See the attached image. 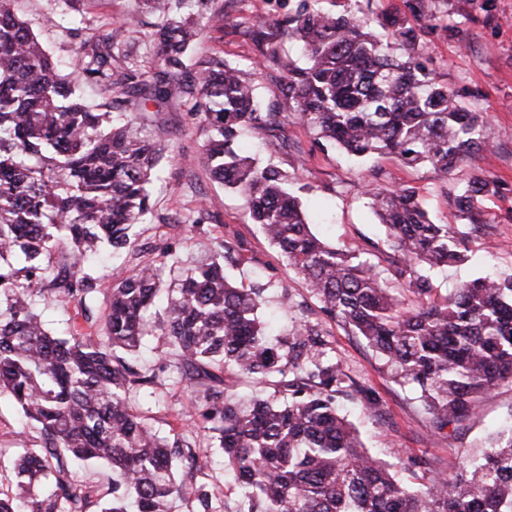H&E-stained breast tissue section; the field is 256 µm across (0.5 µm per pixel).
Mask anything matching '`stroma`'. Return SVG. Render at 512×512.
<instances>
[{"label":"stroma","mask_w":512,"mask_h":512,"mask_svg":"<svg viewBox=\"0 0 512 512\" xmlns=\"http://www.w3.org/2000/svg\"><path fill=\"white\" fill-rule=\"evenodd\" d=\"M137 0H101L93 11L114 18V44L124 50H144V27L131 29L123 16L133 11ZM220 14L232 16V23L212 24L205 37L198 40L186 63L220 55L229 63H248L260 57L257 41L268 24L293 8V0H214ZM14 9L33 33L57 58L75 61L78 40L59 28L54 18L57 0H16ZM493 25H461L452 39L431 44L429 55L438 77L457 88L478 90V108L486 112L488 123L484 136L489 152L466 159L447 179L428 166L406 168L395 159L383 156L358 161L337 150H321L298 120L291 119L270 131L253 129L243 138L244 147L260 162L273 163L290 177L288 188L298 193L310 213L311 229L328 244L342 248H360L371 262L386 257L389 246L386 231L378 224L371 200L366 193L370 181L383 186L406 184L416 189L420 200L440 223H457V212L444 193L445 183H461L474 175L501 181L505 194L486 200L484 207L494 226L491 240L471 238L463 261L432 272L437 297L449 295L458 285L493 273L512 274V0H496ZM302 60L297 44L290 36H281L276 56L265 62L250 77L265 107L284 112L288 104L280 90L283 68ZM138 123L148 127L168 149L159 163L161 176L152 187L153 208L142 224L136 226L133 251L111 256L102 251L98 260L101 300L112 286L113 272L127 275L156 262L159 248L170 244L179 265L200 259L214 238L231 242L233 251L224 260L226 274L244 287L265 288L264 316L277 335L288 334L296 323L316 328L328 342L327 359L339 362L347 374L365 381L381 402V414L369 417L358 397L344 396L340 408L355 425L366 448L390 464L405 483L419 486L428 476L410 472L408 458L428 459L438 472L456 476L465 454L484 446L489 434L500 424L512 420V384L502 383L481 399L475 413L460 429H447L436 436L430 419L423 411L418 391L396 382L389 370L356 336L328 319L305 280L294 272L279 249L252 224L243 196L216 181L202 161L205 138L199 122L193 119L183 100L170 97L161 105H148L136 111ZM205 203L211 214L202 229L185 224L188 208ZM289 294L291 308H284L282 294ZM139 366L162 374L151 400L138 401L135 409L152 430L168 434L180 428L178 416L191 410L193 396L180 380L175 367L165 364L164 344L156 336L146 337ZM37 434L25 430L14 403L0 396V492L13 493L12 472L23 447H36ZM187 484L207 485L215 494L216 512H242L244 504L232 477L225 470L224 454L211 448L202 454L199 468L185 478Z\"/></svg>","instance_id":"obj_1"}]
</instances>
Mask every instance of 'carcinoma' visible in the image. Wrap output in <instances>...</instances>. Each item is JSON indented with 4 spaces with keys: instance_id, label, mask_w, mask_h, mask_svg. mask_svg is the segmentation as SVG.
<instances>
[{
    "instance_id": "obj_1",
    "label": "carcinoma",
    "mask_w": 512,
    "mask_h": 512,
    "mask_svg": "<svg viewBox=\"0 0 512 512\" xmlns=\"http://www.w3.org/2000/svg\"><path fill=\"white\" fill-rule=\"evenodd\" d=\"M0 0V394L7 393L38 430L36 449L15 464L16 491L0 494V512H216L212 491L177 480L174 463L193 468L198 449L218 447L247 499V512H512V423L462 462L454 478L432 473L425 458L407 470L431 473L419 488L372 456L339 413L336 398L356 394L380 414L371 388L324 358V337L306 324L275 341L266 334L264 289L224 275L214 250L179 275L177 295L154 323L144 313L164 280L149 265L112 285L99 314L100 247L134 248L131 229L151 211L149 185L164 147L127 115L128 106L180 93L201 116L203 160L219 182L244 197L253 223L302 275L321 312L359 337L399 383L420 393L434 431L459 426L477 402L512 383V277L465 283L438 302L428 272L462 258L461 248L490 224L483 209L504 184L476 175L449 189L461 224H437L412 187L372 185V208L393 255L380 269L354 250L332 247L310 229L288 174L260 165L238 144L249 128L274 126L282 112H262L242 69L213 56L185 75L186 52L210 23L213 0H145L162 24L142 57L115 52L112 33L80 10L59 24L80 39L72 71L43 47ZM276 20L300 42L305 63L288 65L281 94L289 115L316 139L366 159L391 155L404 167L431 165L443 176L486 148L485 119L468 106L470 88L450 89L425 64L430 44L453 38L458 24L495 22L494 0H402L382 14L379 37L369 19L346 9L324 12L319 0H295ZM106 99L100 112L81 88ZM68 262L55 267L60 245ZM49 294L73 305L58 335L32 308ZM147 336L176 356L208 426L192 438L160 435L133 405L157 384L138 368ZM232 367L274 386L247 401L224 389ZM112 469L103 492L76 484L74 461Z\"/></svg>"
}]
</instances>
